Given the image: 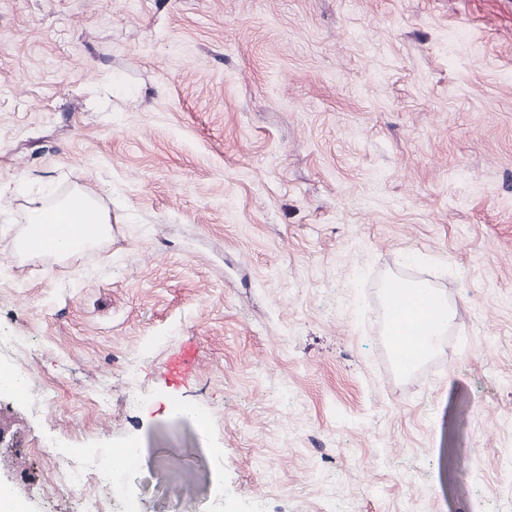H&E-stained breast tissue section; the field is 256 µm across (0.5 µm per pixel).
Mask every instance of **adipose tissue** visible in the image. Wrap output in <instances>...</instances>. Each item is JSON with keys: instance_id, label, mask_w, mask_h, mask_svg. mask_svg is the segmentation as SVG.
Listing matches in <instances>:
<instances>
[{"instance_id": "obj_1", "label": "adipose tissue", "mask_w": 512, "mask_h": 512, "mask_svg": "<svg viewBox=\"0 0 512 512\" xmlns=\"http://www.w3.org/2000/svg\"><path fill=\"white\" fill-rule=\"evenodd\" d=\"M27 231L18 247L22 253L40 255L51 250L55 255L68 257L109 237L111 219L98 206L94 197L75 190L55 204L34 202L29 209ZM435 307L430 317L425 306ZM389 313L410 314L407 330L388 327L389 344L395 353H407V367H414L430 357L440 336L454 317L444 297L425 283H406L398 294L388 297Z\"/></svg>"}]
</instances>
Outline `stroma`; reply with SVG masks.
Returning <instances> with one entry per match:
<instances>
[{
    "label": "stroma",
    "mask_w": 512,
    "mask_h": 512,
    "mask_svg": "<svg viewBox=\"0 0 512 512\" xmlns=\"http://www.w3.org/2000/svg\"><path fill=\"white\" fill-rule=\"evenodd\" d=\"M78 188L111 237L16 256ZM396 277L456 311L405 375ZM1 326L56 395L0 390L26 512L131 443L102 512H512V0H0ZM161 368L171 395L191 383L200 369L199 350L195 341H183L172 347Z\"/></svg>",
    "instance_id": "35a3bbf8"
}]
</instances>
